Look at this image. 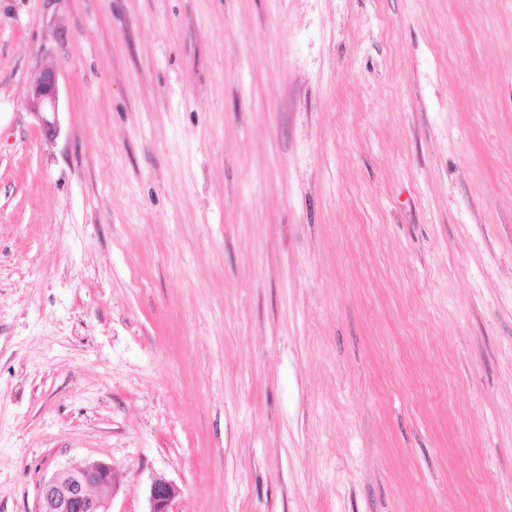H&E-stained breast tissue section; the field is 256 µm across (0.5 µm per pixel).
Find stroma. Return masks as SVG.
I'll return each mask as SVG.
<instances>
[{
	"instance_id": "obj_1",
	"label": "stroma",
	"mask_w": 512,
	"mask_h": 512,
	"mask_svg": "<svg viewBox=\"0 0 512 512\" xmlns=\"http://www.w3.org/2000/svg\"><path fill=\"white\" fill-rule=\"evenodd\" d=\"M91 461L512 512V0H0V512ZM27 106L41 117L46 137L53 138L58 132L59 85L56 68L46 66L26 95Z\"/></svg>"
}]
</instances>
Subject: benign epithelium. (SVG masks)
<instances>
[{
	"label": "benign epithelium",
	"instance_id": "obj_1",
	"mask_svg": "<svg viewBox=\"0 0 512 512\" xmlns=\"http://www.w3.org/2000/svg\"><path fill=\"white\" fill-rule=\"evenodd\" d=\"M27 106L39 114L45 136L58 132L59 85L56 68L46 66L26 95ZM112 465L103 461L66 467L41 484L36 512H111L110 499L94 493L112 487ZM180 493L171 481L157 477L149 488L148 512H174Z\"/></svg>",
	"mask_w": 512,
	"mask_h": 512
}]
</instances>
